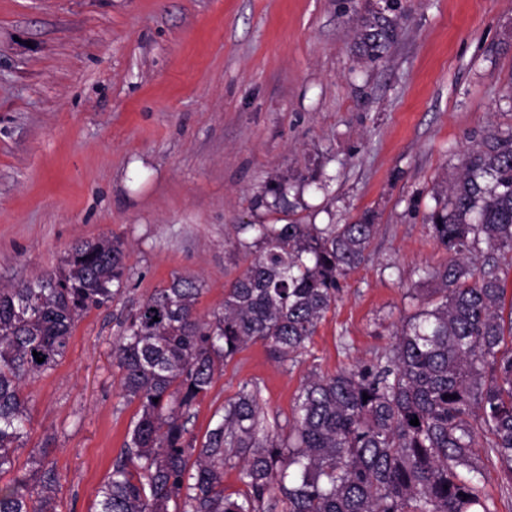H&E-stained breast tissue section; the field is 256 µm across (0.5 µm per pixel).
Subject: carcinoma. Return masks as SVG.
Instances as JSON below:
<instances>
[{
  "mask_svg": "<svg viewBox=\"0 0 512 512\" xmlns=\"http://www.w3.org/2000/svg\"><path fill=\"white\" fill-rule=\"evenodd\" d=\"M357 38L376 62L397 27L373 11ZM428 226L451 258L418 269L428 289L409 294L417 310L390 348L374 362L310 376L275 434L250 382L203 441L189 424L242 347L261 341L280 364L306 349L341 281L369 256L371 216L234 226L251 233L234 241L248 264L209 320L197 313V278L175 275L155 289L119 321L112 345L122 398L138 410L95 512H497L482 480L492 466L512 486V302L498 267L479 264V253L512 255V127L464 153ZM128 281L123 243L102 236L76 241L54 272L0 287V475L15 473L0 485V512H59L62 476L51 449H31L17 468L28 421L21 390L58 366L75 324L118 300ZM230 463L246 487L236 498L224 494Z\"/></svg>",
  "mask_w": 512,
  "mask_h": 512,
  "instance_id": "1",
  "label": "carcinoma"
}]
</instances>
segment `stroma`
<instances>
[{"instance_id": "obj_1", "label": "stroma", "mask_w": 512, "mask_h": 512, "mask_svg": "<svg viewBox=\"0 0 512 512\" xmlns=\"http://www.w3.org/2000/svg\"><path fill=\"white\" fill-rule=\"evenodd\" d=\"M384 5L0 0V285L102 236L124 242L130 275L23 390L18 462L50 448L60 512H95L137 410L112 365L121 316L177 273L201 280L197 312L210 317L247 265L235 225L368 213L378 232L293 362L259 341L225 361L194 407L200 440L243 382L271 421L291 415L309 376L376 359L415 311L417 268L449 261L427 216L473 141L512 127V0H399L397 41L369 63L355 27ZM276 183L289 206H272Z\"/></svg>"}]
</instances>
